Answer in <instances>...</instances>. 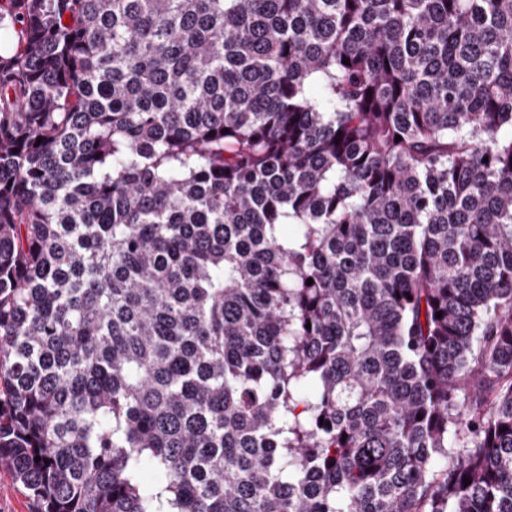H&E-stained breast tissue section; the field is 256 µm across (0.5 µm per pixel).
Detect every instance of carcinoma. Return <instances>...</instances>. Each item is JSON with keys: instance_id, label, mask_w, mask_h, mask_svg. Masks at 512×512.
I'll return each mask as SVG.
<instances>
[{"instance_id": "1", "label": "carcinoma", "mask_w": 512, "mask_h": 512, "mask_svg": "<svg viewBox=\"0 0 512 512\" xmlns=\"http://www.w3.org/2000/svg\"><path fill=\"white\" fill-rule=\"evenodd\" d=\"M0 32L34 512H512V0H0Z\"/></svg>"}]
</instances>
